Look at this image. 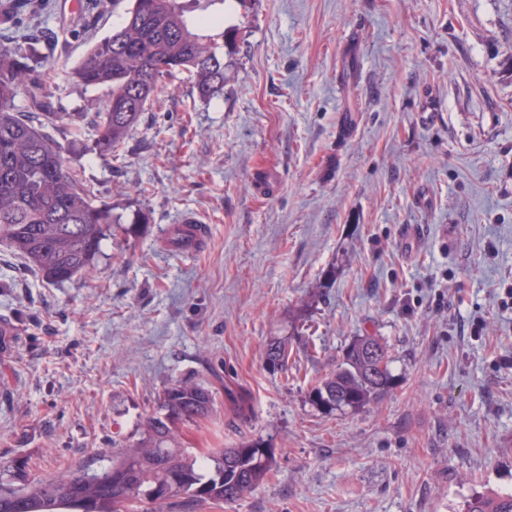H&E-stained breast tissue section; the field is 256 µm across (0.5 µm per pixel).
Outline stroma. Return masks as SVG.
I'll return each mask as SVG.
<instances>
[{
	"mask_svg": "<svg viewBox=\"0 0 512 512\" xmlns=\"http://www.w3.org/2000/svg\"><path fill=\"white\" fill-rule=\"evenodd\" d=\"M128 0H32L0 36L51 59L65 159L114 224L93 266L44 280L0 245V462L35 479L131 441L170 381L213 390L184 426L203 454L263 435L266 480L185 512H462L512 492V0H202L235 53L199 101L185 73L112 155L71 121L104 88L72 69ZM198 216L184 257L168 228ZM314 304L288 365L270 338ZM376 336L393 389L324 413L308 393ZM255 410L232 423L225 387ZM267 364L276 369H283L288 364V345L280 338H274L269 341L265 352Z\"/></svg>",
	"mask_w": 512,
	"mask_h": 512,
	"instance_id": "stroma-1",
	"label": "stroma"
}]
</instances>
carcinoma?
Here are the masks:
<instances>
[{"label":"carcinoma","instance_id":"carcinoma-1","mask_svg":"<svg viewBox=\"0 0 512 512\" xmlns=\"http://www.w3.org/2000/svg\"><path fill=\"white\" fill-rule=\"evenodd\" d=\"M184 0H130L125 23L92 46L72 78L106 87L110 96L94 119L93 150L112 154L165 92L163 80L185 72L199 97L224 89V26L201 34L190 25ZM43 63L33 51L0 43V243L53 283L91 268L112 224V208L96 204L91 187L65 160L43 125L23 116L52 119ZM374 336H359L345 349L336 371L315 385L309 399L333 413L377 401L393 385L390 362L378 367ZM273 369L288 364V345L274 338L265 352ZM233 421L255 420L250 402L227 391ZM215 396L192 379L168 384L157 411L140 420L138 438L115 444L96 469H64L49 479H31L26 466L0 462V512H177L184 503L235 501L262 484L274 463L273 445L259 435L234 448H214L202 457L182 447L181 427L210 417ZM464 512H512V493L469 499Z\"/></svg>","mask_w":512,"mask_h":512}]
</instances>
